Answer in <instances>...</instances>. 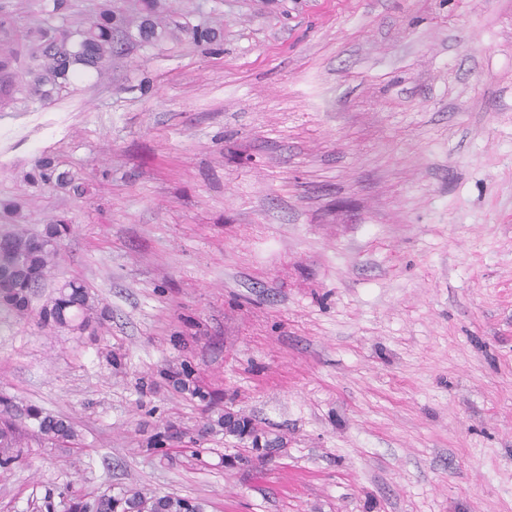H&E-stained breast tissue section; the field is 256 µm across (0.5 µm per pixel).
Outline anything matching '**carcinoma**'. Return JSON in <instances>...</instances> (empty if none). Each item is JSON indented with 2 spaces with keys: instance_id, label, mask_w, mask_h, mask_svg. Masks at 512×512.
Listing matches in <instances>:
<instances>
[{
  "instance_id": "1",
  "label": "carcinoma",
  "mask_w": 512,
  "mask_h": 512,
  "mask_svg": "<svg viewBox=\"0 0 512 512\" xmlns=\"http://www.w3.org/2000/svg\"><path fill=\"white\" fill-rule=\"evenodd\" d=\"M69 0H53L52 13L62 20L60 26L36 24L22 31L16 30L7 14H0V35L26 50L28 65L26 79L17 91L27 93L40 101L60 98L69 92L72 83L88 71L100 75L112 61V55L124 44L123 28L129 25L126 13L113 0H99L94 13L82 21H70ZM16 52L11 48L0 50V75L12 77ZM27 180L53 188L81 191L70 173L59 169L51 158L40 159ZM69 231L67 224H51L44 235L29 236L15 227L0 234V322L10 318L21 319L28 314L31 299L49 276L58 255L59 242ZM106 308L99 306L87 288L70 281L57 289L56 296L42 306L39 325L44 328H67L90 332L103 329ZM159 380L180 393H188L202 402L213 403L217 396L200 386L191 364L184 362L181 370L162 369ZM0 470H11L21 459L26 429L17 415L9 411L7 398L0 397ZM25 418L35 424V436L41 445L65 447L76 440L74 423L68 417L45 415L36 407H29ZM181 431L173 425L158 427L147 436L142 447L160 449L179 437ZM80 481L76 476L55 491L46 492L39 512H54L55 496L68 500V512H204V504L187 497L171 494L144 497L137 491L85 493L75 490Z\"/></svg>"
}]
</instances>
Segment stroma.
Returning <instances> with one entry per match:
<instances>
[{
	"label": "stroma",
	"instance_id": "stroma-1",
	"mask_svg": "<svg viewBox=\"0 0 512 512\" xmlns=\"http://www.w3.org/2000/svg\"><path fill=\"white\" fill-rule=\"evenodd\" d=\"M115 2L157 37L0 105V202L71 227L0 329V396L79 435L0 472V512L75 474L206 512H512V0ZM44 155L85 193L26 182ZM72 279L98 337L37 323ZM180 332L271 457L140 390ZM164 421L186 441L147 451Z\"/></svg>",
	"mask_w": 512,
	"mask_h": 512
}]
</instances>
